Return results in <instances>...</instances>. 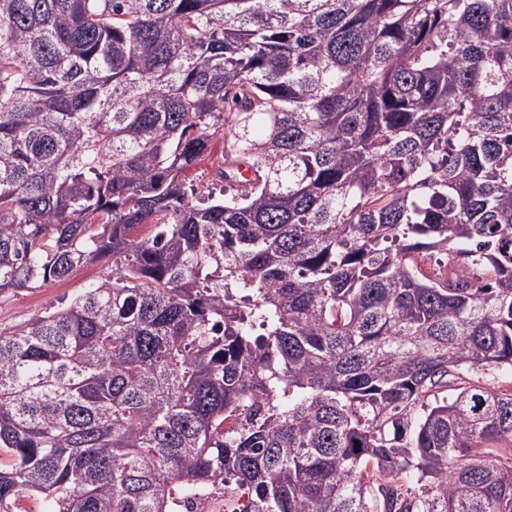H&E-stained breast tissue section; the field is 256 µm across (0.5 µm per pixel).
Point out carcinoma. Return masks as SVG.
<instances>
[{
	"instance_id": "obj_1",
	"label": "carcinoma",
	"mask_w": 512,
	"mask_h": 512,
	"mask_svg": "<svg viewBox=\"0 0 512 512\" xmlns=\"http://www.w3.org/2000/svg\"><path fill=\"white\" fill-rule=\"evenodd\" d=\"M105 258L0 331V512H512V0H0V296ZM184 512H223L231 504L225 503L222 491H212L198 498L188 499L181 504Z\"/></svg>"
}]
</instances>
